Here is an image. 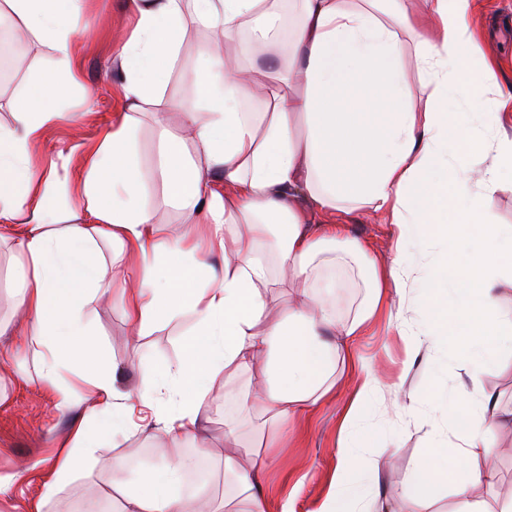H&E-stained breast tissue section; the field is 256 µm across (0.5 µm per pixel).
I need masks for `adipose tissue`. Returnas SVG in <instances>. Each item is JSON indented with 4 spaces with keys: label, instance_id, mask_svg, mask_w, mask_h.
Returning <instances> with one entry per match:
<instances>
[{
    "label": "adipose tissue",
    "instance_id": "ef3b65f1",
    "mask_svg": "<svg viewBox=\"0 0 512 512\" xmlns=\"http://www.w3.org/2000/svg\"><path fill=\"white\" fill-rule=\"evenodd\" d=\"M84 2L0 0V19L11 20L15 35L49 40L61 67L19 95L12 124L0 125V242L10 244L16 301V318L0 324V335L14 333L39 356L57 411L73 406L63 381L70 367L97 395L31 512H45L87 471L101 432L130 431L134 407L150 412L145 431L172 443L195 436L219 411L213 390L252 370L257 353H265V369L238 393L254 410L251 429H277L318 409L336 384L337 358L377 315L412 349L450 346L472 359L471 380L498 370L493 340L512 337V318L501 311L512 296V225L494 223L491 205L512 175V136L500 131L512 94L489 112L473 96L490 68L474 53L475 0H297L286 42L279 0H130L136 27L112 56L128 109L95 143L78 145L84 173L74 184L32 147L62 119L61 105L79 84L73 25ZM190 29L207 32L208 43L174 131L161 108L164 67ZM409 58L432 88L426 102L411 91ZM454 101L477 111L479 124L445 111ZM145 116L158 151L154 178L179 217L170 233L145 200L134 153ZM476 159L484 164L477 188L468 177ZM365 209L397 227L388 265H377L335 221ZM426 236L439 239L445 255L419 281L411 260ZM102 241L111 243V258L101 255ZM214 255L221 266L210 264ZM347 267L357 269L364 294L344 323L336 275ZM290 282L287 313L269 321L267 289ZM414 282L429 324L419 334L386 307L388 291L405 293ZM103 298L118 301L135 336L192 320L178 363L136 391L120 390L84 315L86 301ZM375 384L364 380L340 425L336 479L317 512H371L378 470L362 458L355 422ZM452 405V438H436L413 466L405 497L422 505L450 484L457 512H476L471 489L496 476L498 448L483 425L496 417L497 401L463 385ZM208 453L198 440L194 453L142 469L121 512H197L184 481ZM246 454L249 468L228 457L224 471L248 512H269L254 478L273 460L260 449Z\"/></svg>",
    "mask_w": 512,
    "mask_h": 512
}]
</instances>
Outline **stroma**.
I'll return each instance as SVG.
<instances>
[{
    "label": "stroma",
    "instance_id": "1",
    "mask_svg": "<svg viewBox=\"0 0 512 512\" xmlns=\"http://www.w3.org/2000/svg\"><path fill=\"white\" fill-rule=\"evenodd\" d=\"M476 17L475 27L482 32L476 50L494 60L478 90L484 107L489 109L498 90L512 88V0H479ZM134 24L126 0H88L76 23L77 29L87 28L93 33L92 38L78 39L76 45L75 64L82 86L65 101L64 119L48 127L34 145L37 154L56 161L59 175L76 179L82 166L80 158H60V151L76 143L97 141L116 114L127 109L120 91L122 79L112 70V51ZM5 42L12 74L8 80L0 81L3 125L13 121L11 102L20 89L38 73L56 67L52 49L37 37L19 40L9 34ZM206 42L204 32L186 33L179 58L166 77L165 102L193 95L188 74ZM344 230L364 246L369 258L383 264L389 262L394 227L381 214L363 210L345 216ZM86 313L100 338L102 358L114 368L118 385L127 391L139 388L156 367L176 359L189 328L188 322H173L135 337L130 335L118 304L95 300L87 305ZM496 352L500 368L496 374L483 378L482 385L498 402L500 420L488 430L498 444L497 475L492 483L472 491L473 499L494 507L512 501V339L499 340ZM3 366L24 371L25 377L0 385V473L13 471L20 464L26 470L15 484L10 501L0 505V512H27L52 467L60 443L70 432L71 420L56 411L55 396L42 384L32 352L10 335H0V367ZM369 374L377 378L378 390L357 425L370 441L366 456L378 466L382 498L392 503L395 512H402L408 469L426 455L431 429L447 428L452 412L450 395L468 383V364L457 356H432L423 351L408 357L405 337L389 328L382 317L354 340L350 356L337 363L336 388L322 406L269 437L277 463L264 473L262 482L270 499H280L293 489L297 492L295 512H315L336 475L341 421L353 392ZM250 379V374H243L227 392L214 395L223 410L204 427L203 438L209 447L204 459L209 474L205 499L222 497L225 492V425L242 417L237 393ZM408 392L422 394L424 404L408 410L404 400ZM390 438L398 445L393 456L384 446ZM193 450V440L171 447L166 440L147 432L116 438L97 450L88 473L65 489L60 499L68 512H74L78 503L99 497L113 458L147 464Z\"/></svg>",
    "mask_w": 512,
    "mask_h": 512
}]
</instances>
